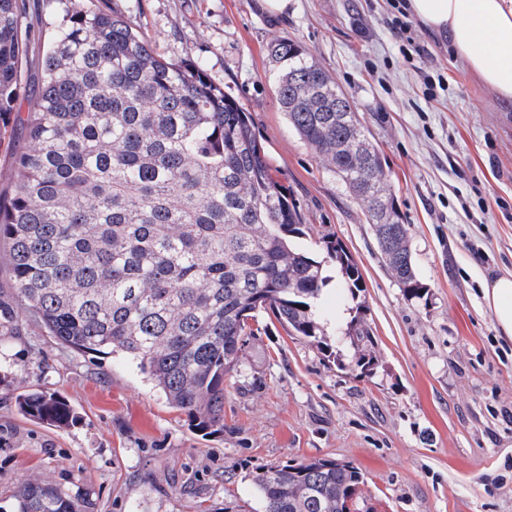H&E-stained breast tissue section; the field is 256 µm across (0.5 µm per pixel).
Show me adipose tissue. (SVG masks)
I'll list each match as a JSON object with an SVG mask.
<instances>
[{"mask_svg":"<svg viewBox=\"0 0 512 512\" xmlns=\"http://www.w3.org/2000/svg\"><path fill=\"white\" fill-rule=\"evenodd\" d=\"M411 14L447 38L462 61L504 103L512 104V0H409ZM483 301L512 339V273L484 280Z\"/></svg>","mask_w":512,"mask_h":512,"instance_id":"adipose-tissue-1","label":"adipose tissue"}]
</instances>
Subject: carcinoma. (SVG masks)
Here are the masks:
<instances>
[{"instance_id":"carcinoma-1","label":"carcinoma","mask_w":512,"mask_h":512,"mask_svg":"<svg viewBox=\"0 0 512 512\" xmlns=\"http://www.w3.org/2000/svg\"><path fill=\"white\" fill-rule=\"evenodd\" d=\"M24 9L0 0V130L14 123L27 140L0 194V239L24 313L74 350L129 356L206 434L224 430V377L261 310L343 366L317 312L331 276L297 244L301 213L249 114L201 65L161 57L132 19L81 6L27 85ZM268 60L290 124L362 207L399 288L423 298L407 224L359 113L301 44L276 40ZM28 96L23 116L16 105ZM325 249L339 292L358 298L354 259L332 240ZM342 335L372 370L363 313ZM18 406L50 426L73 420L54 394L30 391ZM252 481L265 512H360L365 499L361 473L330 459L259 466ZM16 497L18 512H86L44 481Z\"/></svg>"}]
</instances>
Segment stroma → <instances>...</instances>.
Instances as JSON below:
<instances>
[{
	"label": "stroma",
	"instance_id": "35a3bbf8",
	"mask_svg": "<svg viewBox=\"0 0 512 512\" xmlns=\"http://www.w3.org/2000/svg\"><path fill=\"white\" fill-rule=\"evenodd\" d=\"M391 0H83L141 24L158 52L200 63L248 112L309 235H328L364 279L358 297L376 363L336 366L316 345L257 317L224 382V430L197 432L136 363L88 354L33 319L0 345V512L32 478L92 503L91 512H264L259 465L339 459L364 476L372 512H512V340L480 293L512 272V106H504L448 43L415 24L423 59L406 62ZM29 72L65 0H25ZM299 42L332 75L381 153L413 257L428 285L407 299L361 207L289 125L268 48ZM38 389L76 415L56 428L25 416Z\"/></svg>",
	"mask_w": 512,
	"mask_h": 512
}]
</instances>
